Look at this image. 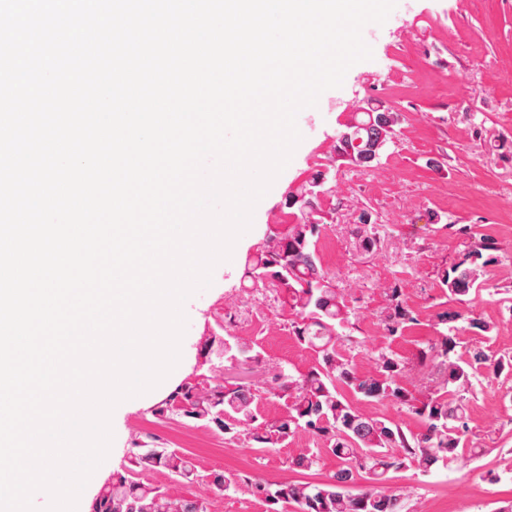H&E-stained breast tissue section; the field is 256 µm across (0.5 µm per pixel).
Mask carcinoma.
I'll return each mask as SVG.
<instances>
[{
  "mask_svg": "<svg viewBox=\"0 0 512 512\" xmlns=\"http://www.w3.org/2000/svg\"><path fill=\"white\" fill-rule=\"evenodd\" d=\"M399 113L383 106H364L345 124L338 135L336 157L330 166L340 163L363 172L379 162L388 143L397 135ZM327 223L320 200L312 196L298 217L294 209L282 212L276 224H286L284 232L272 230L256 253L246 262V277L265 275L262 288L269 285L283 293L284 304L292 318L288 330L296 343L311 351L316 365L307 373L294 375L280 369L273 377V390L287 398L285 410L278 416L258 421L259 393L248 381L218 382L204 386L185 382L178 386L155 410L160 416L176 415L190 419L217 434L234 439L245 435L263 447L282 445L299 432H307L323 443V448H306L289 461L295 471H310L319 465L321 455L336 459V470L320 483L280 481L263 483L249 475H226L219 470L208 474L217 495L237 492L243 487L279 512L276 505L291 504L297 512H407L406 497L400 490L388 492L375 488L351 491L362 477L373 483L388 480V473L413 466L422 472L441 459L454 460L462 455L476 457L480 448L469 446L467 435L468 400L483 375L499 377L512 374V358H495L482 347L457 352L456 322L461 312L448 308L436 318L447 325L448 333L438 343L419 351L421 360L438 361L444 374L438 387L428 388L415 397L406 388L407 363L384 349L376 356V369L360 374L351 357L356 341L351 336L354 309L344 294L333 288L330 273L316 251L313 238ZM359 247H373L378 225L363 209L355 224ZM496 242L483 237L470 245L463 257L442 275L441 283L451 300L461 301L483 286L487 268L495 261ZM390 309L386 330L394 337L419 324L409 309L403 288L395 281L388 288ZM497 325L478 317L467 319L466 329L479 337H488ZM203 363L217 372L227 362L260 363L253 345L237 337L231 342L212 337L200 344ZM356 399L398 402L418 417V431H405L386 418L363 413L346 399L344 390ZM195 464L176 448L153 441L139 445L129 465L112 476V482L98 494L92 512H210L203 499L178 496L171 488L155 487L141 481L145 472L164 471L178 482L187 479Z\"/></svg>",
  "mask_w": 512,
  "mask_h": 512,
  "instance_id": "carcinoma-1",
  "label": "carcinoma"
}]
</instances>
